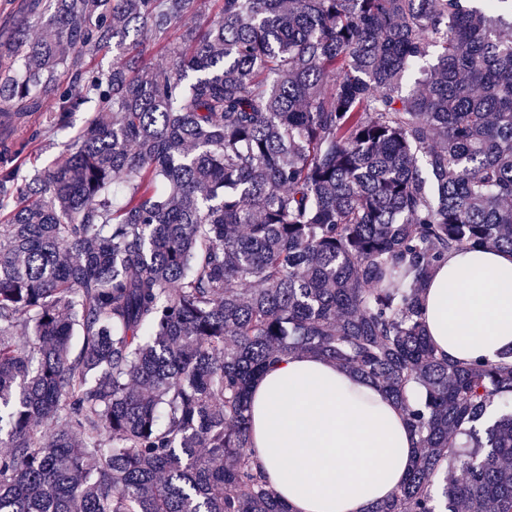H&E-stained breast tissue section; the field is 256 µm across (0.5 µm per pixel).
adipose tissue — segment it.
Here are the masks:
<instances>
[{
    "instance_id": "1",
    "label": "adipose tissue",
    "mask_w": 512,
    "mask_h": 512,
    "mask_svg": "<svg viewBox=\"0 0 512 512\" xmlns=\"http://www.w3.org/2000/svg\"><path fill=\"white\" fill-rule=\"evenodd\" d=\"M439 353L494 362L512 354V253H449L425 291ZM251 464L291 512H370L411 472L417 450L403 408L349 368L291 353L253 383Z\"/></svg>"
}]
</instances>
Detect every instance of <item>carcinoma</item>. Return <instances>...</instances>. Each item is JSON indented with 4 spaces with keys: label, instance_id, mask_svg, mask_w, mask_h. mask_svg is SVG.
Returning <instances> with one entry per match:
<instances>
[{
    "label": "carcinoma",
    "instance_id": "cac0c4a2",
    "mask_svg": "<svg viewBox=\"0 0 512 512\" xmlns=\"http://www.w3.org/2000/svg\"><path fill=\"white\" fill-rule=\"evenodd\" d=\"M198 2L35 0L0 42L1 107L91 113L0 171V512H289L248 395L295 352L406 411L370 512H512V359L421 323L448 252H512V0ZM46 113L49 112L29 113V127L18 132L12 146L11 160H8V165L21 164L23 173L28 177L34 175L37 170L40 171L60 162L71 143L69 136L76 134L85 125L89 116L88 112L74 113L70 117L69 135L53 134L48 129H44L45 132L37 139L28 140L30 127L48 128Z\"/></svg>",
    "mask_w": 512,
    "mask_h": 512
}]
</instances>
